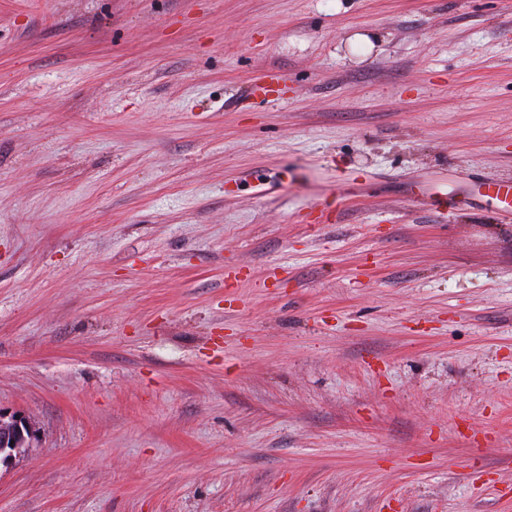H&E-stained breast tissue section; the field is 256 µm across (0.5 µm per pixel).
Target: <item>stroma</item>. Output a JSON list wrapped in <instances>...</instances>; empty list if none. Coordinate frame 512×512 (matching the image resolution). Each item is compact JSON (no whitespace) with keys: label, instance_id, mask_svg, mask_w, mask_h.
I'll return each instance as SVG.
<instances>
[{"label":"stroma","instance_id":"stroma-1","mask_svg":"<svg viewBox=\"0 0 512 512\" xmlns=\"http://www.w3.org/2000/svg\"><path fill=\"white\" fill-rule=\"evenodd\" d=\"M507 175L512 0H0V512H512ZM485 191L481 195L483 198L492 199L497 204H502L499 207L506 215H512V179L499 178L494 181H489L484 184ZM34 437L35 428L28 417L0 410V469L9 467L17 458L26 455L32 448Z\"/></svg>","mask_w":512,"mask_h":512}]
</instances>
